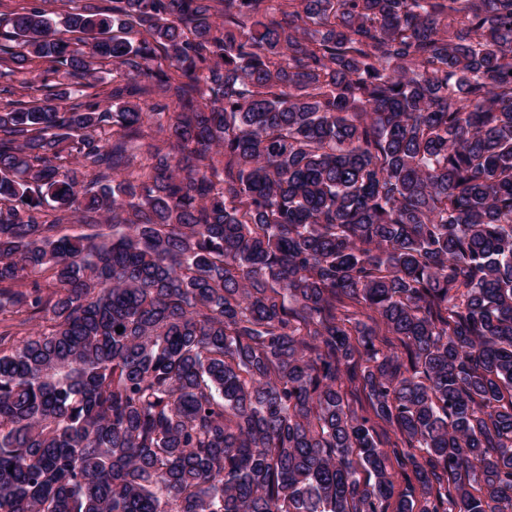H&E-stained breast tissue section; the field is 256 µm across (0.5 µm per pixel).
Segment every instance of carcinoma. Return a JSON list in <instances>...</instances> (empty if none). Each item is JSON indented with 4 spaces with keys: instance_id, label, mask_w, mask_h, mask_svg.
<instances>
[{
    "instance_id": "1",
    "label": "carcinoma",
    "mask_w": 512,
    "mask_h": 512,
    "mask_svg": "<svg viewBox=\"0 0 512 512\" xmlns=\"http://www.w3.org/2000/svg\"><path fill=\"white\" fill-rule=\"evenodd\" d=\"M52 2L0 13V512H512V0Z\"/></svg>"
}]
</instances>
